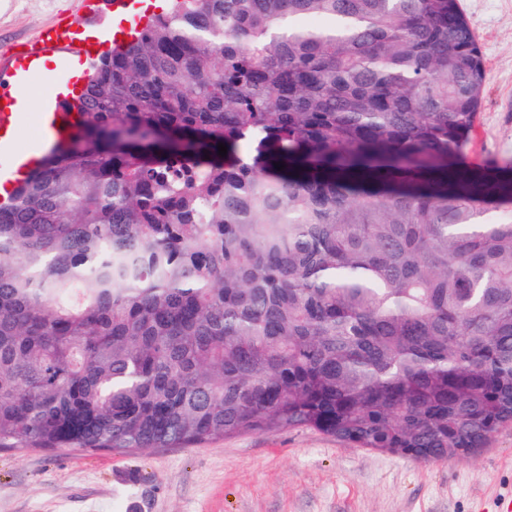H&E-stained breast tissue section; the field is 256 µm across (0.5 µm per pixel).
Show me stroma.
Listing matches in <instances>:
<instances>
[{"label": "stroma", "mask_w": 512, "mask_h": 512, "mask_svg": "<svg viewBox=\"0 0 512 512\" xmlns=\"http://www.w3.org/2000/svg\"><path fill=\"white\" fill-rule=\"evenodd\" d=\"M487 73L472 166L512 159V0H461ZM70 15L107 26L85 0H0V66ZM512 499V425L469 457L421 463L308 428L195 448L113 453L0 450V512H503Z\"/></svg>", "instance_id": "35a3bbf8"}]
</instances>
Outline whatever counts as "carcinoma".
<instances>
[{
  "label": "carcinoma",
  "mask_w": 512,
  "mask_h": 512,
  "mask_svg": "<svg viewBox=\"0 0 512 512\" xmlns=\"http://www.w3.org/2000/svg\"><path fill=\"white\" fill-rule=\"evenodd\" d=\"M485 82L460 0H170L0 202V448L477 453L512 423Z\"/></svg>",
  "instance_id": "carcinoma-1"
}]
</instances>
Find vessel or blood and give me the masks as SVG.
<instances>
[{"mask_svg":"<svg viewBox=\"0 0 512 512\" xmlns=\"http://www.w3.org/2000/svg\"><path fill=\"white\" fill-rule=\"evenodd\" d=\"M137 0H94L90 13L108 9L118 20L121 35H128L132 26H143L144 17L138 16ZM68 19H61L58 29L47 32L38 42L13 53L7 69L0 71V157L9 164L0 169V185L11 188L17 179L33 172L40 164L48 147L65 141L75 129V119L66 110L68 97L59 89H52L43 101V110L35 116L37 138L24 151L15 145L16 121L19 117V89L29 86L34 78L43 76V58L54 53L63 57L76 55L75 47L66 45L63 31L69 28Z\"/></svg>","mask_w":512,"mask_h":512,"instance_id":"1","label":"vessel or blood"}]
</instances>
